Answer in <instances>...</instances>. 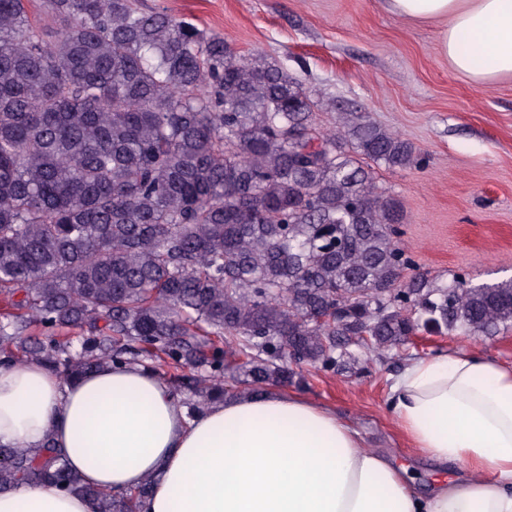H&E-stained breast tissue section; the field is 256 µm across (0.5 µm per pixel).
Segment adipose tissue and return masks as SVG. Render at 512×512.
<instances>
[{
    "instance_id": "adipose-tissue-1",
    "label": "adipose tissue",
    "mask_w": 512,
    "mask_h": 512,
    "mask_svg": "<svg viewBox=\"0 0 512 512\" xmlns=\"http://www.w3.org/2000/svg\"><path fill=\"white\" fill-rule=\"evenodd\" d=\"M439 26L438 50L473 85L512 78V0H379ZM388 406L416 451L456 478L417 492L406 466L368 451L335 413L275 390L189 414L158 373L115 365L66 382L0 366V445L52 441L86 484L151 480L141 512H512V367L466 351L410 361ZM0 512H98L51 488L0 493Z\"/></svg>"
}]
</instances>
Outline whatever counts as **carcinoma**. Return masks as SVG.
<instances>
[{"label":"carcinoma","instance_id":"carcinoma-1","mask_svg":"<svg viewBox=\"0 0 512 512\" xmlns=\"http://www.w3.org/2000/svg\"><path fill=\"white\" fill-rule=\"evenodd\" d=\"M43 5L49 32L0 0V364L145 363L198 413L304 365L368 373L421 329L512 323V279L407 274L369 168L416 163L407 140L353 112L322 132L288 70L163 10ZM19 486L140 512L150 483L87 485L48 441L0 446V493Z\"/></svg>","mask_w":512,"mask_h":512}]
</instances>
